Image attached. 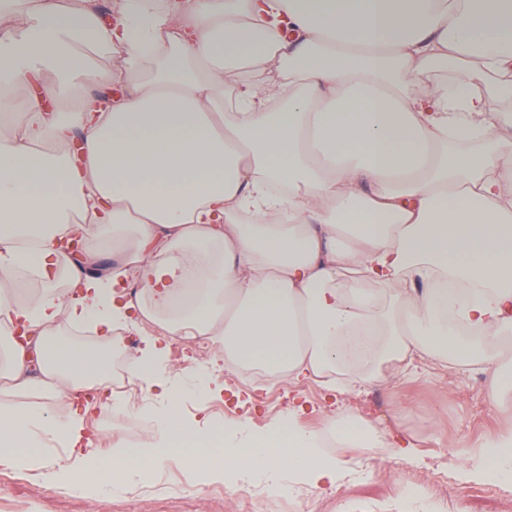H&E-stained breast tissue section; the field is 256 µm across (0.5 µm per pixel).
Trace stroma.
I'll return each instance as SVG.
<instances>
[{"mask_svg": "<svg viewBox=\"0 0 512 512\" xmlns=\"http://www.w3.org/2000/svg\"><path fill=\"white\" fill-rule=\"evenodd\" d=\"M223 396L207 402L216 417L263 426L289 404L304 405L305 423L321 425L337 409L360 411L378 429L403 431L420 451L418 461L380 458L346 449L350 461L345 480L336 488L310 490L325 512H403L409 498L405 481H415L431 512H512V490L499 480L465 481L455 470V457L482 447L504 425L503 413L491 406L487 384H472L469 367L418 359L378 386L347 393L327 390L312 381L252 385L225 378ZM162 481L124 493L84 496L45 486L24 471L0 472V512H246L247 503L235 491L216 498L209 483L171 463L161 465Z\"/></svg>", "mask_w": 512, "mask_h": 512, "instance_id": "35a3bbf8", "label": "stroma"}]
</instances>
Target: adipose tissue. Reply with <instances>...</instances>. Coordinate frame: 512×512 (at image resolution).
Masks as SVG:
<instances>
[{
    "label": "adipose tissue",
    "mask_w": 512,
    "mask_h": 512,
    "mask_svg": "<svg viewBox=\"0 0 512 512\" xmlns=\"http://www.w3.org/2000/svg\"><path fill=\"white\" fill-rule=\"evenodd\" d=\"M0 105V471L102 494L188 457L333 488L303 405L209 413L216 363L351 391L512 349V0H0ZM119 329L153 424L102 449L72 394L106 389ZM184 339L213 363L172 373ZM329 425L418 457L355 410ZM458 467L511 482L512 427Z\"/></svg>",
    "instance_id": "obj_1"
}]
</instances>
